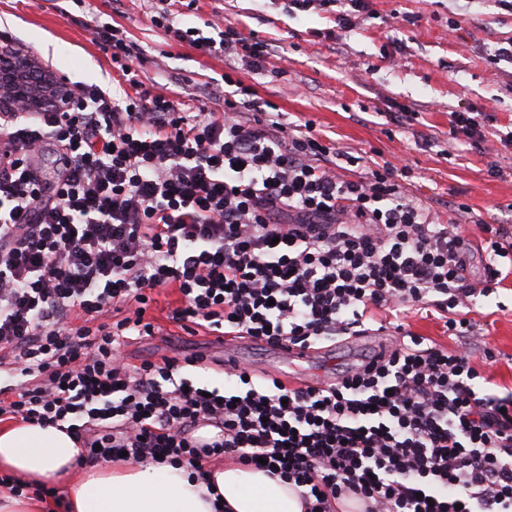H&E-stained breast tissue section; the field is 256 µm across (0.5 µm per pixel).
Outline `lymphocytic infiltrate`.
I'll return each instance as SVG.
<instances>
[{
    "mask_svg": "<svg viewBox=\"0 0 512 512\" xmlns=\"http://www.w3.org/2000/svg\"><path fill=\"white\" fill-rule=\"evenodd\" d=\"M161 25L205 54L262 64L267 45L233 27ZM94 35L130 95L78 84L63 110L0 113V421L66 426L77 464L127 456L186 465L209 480L230 456L301 490L305 512H512V393H486L467 352L406 331L437 312L449 335L477 331L466 310L512 276V225L486 224L484 276L470 242L409 200L386 164L338 173L344 154L281 113L248 120L225 100L192 110L147 87L123 31ZM53 145L62 172L35 161ZM170 322L273 346L361 336L387 311L398 345L328 387L272 378L233 397L179 373L199 355L131 365L122 348L155 335V293Z\"/></svg>",
    "mask_w": 512,
    "mask_h": 512,
    "instance_id": "1",
    "label": "lymphocytic infiltrate"
}]
</instances>
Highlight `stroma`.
<instances>
[{
    "mask_svg": "<svg viewBox=\"0 0 512 512\" xmlns=\"http://www.w3.org/2000/svg\"><path fill=\"white\" fill-rule=\"evenodd\" d=\"M164 13L181 27H199L213 16L269 46L266 69L249 58L210 56L173 43L152 23ZM124 30L141 50L134 65L142 81L173 85L181 100L220 112L228 87L275 104L286 122H313L322 138L358 162L344 173L353 179L391 162L403 168L399 182L408 197L428 208L440 224H461L480 241L476 219L512 225V62L493 58L512 41V11L498 0H368L351 32L336 25L332 8L289 12L285 0H0V30L44 58L70 81L97 84L122 95L109 54L94 41L90 22ZM459 23L449 33L450 23ZM394 112L416 119L400 128ZM455 112L483 116L485 148L453 138ZM176 298L167 290L152 306L161 330L130 341L129 363L201 353L206 368H186L183 378L199 387L240 390L205 333L177 328L167 318ZM480 329L467 347L484 366L488 388L512 392V278L479 299L470 313ZM495 361L486 364V352Z\"/></svg>",
    "mask_w": 512,
    "mask_h": 512,
    "instance_id": "35a3bbf8",
    "label": "stroma"
}]
</instances>
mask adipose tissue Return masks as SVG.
<instances>
[{
    "label": "adipose tissue",
    "mask_w": 512,
    "mask_h": 512,
    "mask_svg": "<svg viewBox=\"0 0 512 512\" xmlns=\"http://www.w3.org/2000/svg\"><path fill=\"white\" fill-rule=\"evenodd\" d=\"M79 444L56 427H0V474L59 488L67 512H304L300 488L238 463L213 469L210 482L186 466L102 460L70 479Z\"/></svg>",
    "instance_id": "adipose-tissue-1"
}]
</instances>
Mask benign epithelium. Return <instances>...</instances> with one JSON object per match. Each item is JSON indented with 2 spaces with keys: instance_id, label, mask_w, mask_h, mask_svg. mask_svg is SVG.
I'll return each instance as SVG.
<instances>
[{
  "instance_id": "1",
  "label": "benign epithelium",
  "mask_w": 512,
  "mask_h": 512,
  "mask_svg": "<svg viewBox=\"0 0 512 512\" xmlns=\"http://www.w3.org/2000/svg\"><path fill=\"white\" fill-rule=\"evenodd\" d=\"M71 94L68 80L39 57L11 43L0 45V112L58 109Z\"/></svg>"
}]
</instances>
